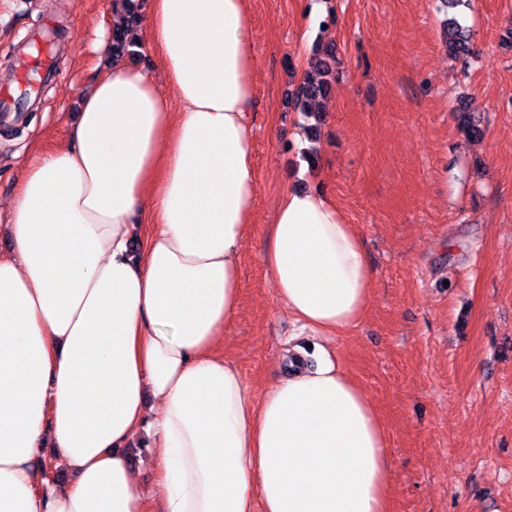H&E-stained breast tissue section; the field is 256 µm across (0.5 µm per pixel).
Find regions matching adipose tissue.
<instances>
[{
    "label": "adipose tissue",
    "mask_w": 512,
    "mask_h": 512,
    "mask_svg": "<svg viewBox=\"0 0 512 512\" xmlns=\"http://www.w3.org/2000/svg\"><path fill=\"white\" fill-rule=\"evenodd\" d=\"M247 4L152 0L158 69L113 62L18 185L0 255V512H147L125 453L145 431L159 512H389V432L345 369L291 355L258 399L220 350L256 198ZM263 263L310 335L367 312L362 236L324 191H284ZM47 448L70 481L44 484Z\"/></svg>",
    "instance_id": "adipose-tissue-1"
}]
</instances>
